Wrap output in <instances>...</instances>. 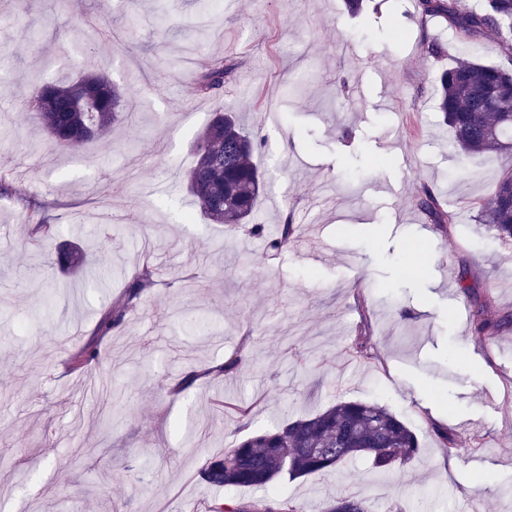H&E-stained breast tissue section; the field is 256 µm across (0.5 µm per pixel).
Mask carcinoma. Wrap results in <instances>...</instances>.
Listing matches in <instances>:
<instances>
[{
    "instance_id": "1",
    "label": "carcinoma",
    "mask_w": 512,
    "mask_h": 512,
    "mask_svg": "<svg viewBox=\"0 0 512 512\" xmlns=\"http://www.w3.org/2000/svg\"><path fill=\"white\" fill-rule=\"evenodd\" d=\"M423 15H440L462 36L491 32L505 52L512 54V0H485L479 9H461L458 0H419ZM235 70L224 59L201 67L195 92L219 93ZM438 111L442 112L455 143L470 161L497 151L512 155V70L499 65L463 63L440 74L437 89ZM42 98L50 99L46 107ZM30 121L37 123L49 141L58 148H72L109 135L122 119V94L109 77L89 73L74 83L37 78L27 101ZM264 139L254 140L231 112H214L193 144L194 162L186 173L191 204L199 207L214 224L235 229L249 223L265 181L253 164L252 155ZM10 170L0 164V189L13 192L28 213L31 234L46 237L54 224L37 193L9 180ZM419 206L442 225L453 223V216L438 208L434 195L426 189ZM481 222L488 225L504 245H512V170L495 183L479 203ZM295 227L284 223L268 240L276 252L288 250ZM155 269L146 263L132 276L128 293L112 306L95 328L97 336H108L125 321L127 311L146 290L155 285ZM99 361L98 348L84 345L68 359L72 371H82ZM246 361L237 349L215 372L226 375ZM320 448L316 454L313 449ZM419 452L416 433L388 408L363 401H338L308 416L267 429H257L246 438L224 449V455L210 457L202 478L224 488L247 487L262 490L287 475L300 478L328 473L341 463L365 457L373 471L386 476L410 463ZM211 512H302L288 497L256 500H224L213 504ZM322 512H368L364 501L350 497L334 498Z\"/></svg>"
}]
</instances>
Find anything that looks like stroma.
<instances>
[{
  "mask_svg": "<svg viewBox=\"0 0 512 512\" xmlns=\"http://www.w3.org/2000/svg\"><path fill=\"white\" fill-rule=\"evenodd\" d=\"M195 10L176 0L163 26L153 0H0V157L58 226L31 236L0 195V512H208L256 499L201 478L206 458L243 436L225 404L253 403L257 429L339 399L402 416L418 455L385 477L364 459L284 477L268 495L303 512L338 495L370 512H512V246L476 207L511 161L468 163L436 102L442 70L502 61L499 38L462 39L418 0H365L356 16L344 0H213L203 33ZM218 57L235 62L231 79L195 94L202 62ZM88 70L111 77L128 117L56 149L20 120L32 77ZM218 110L265 139L253 157L268 181L253 217L263 236L207 223L186 201L191 144ZM426 188L467 222L439 229L417 205ZM287 219L296 240L279 255L267 239ZM64 249L82 266L61 267ZM145 262L155 286L122 329L94 337ZM90 264L106 286L87 282ZM459 295L487 302L497 330L477 333ZM92 339L100 362L69 371ZM359 340L374 359L348 354ZM241 347L236 372L209 375ZM190 369L196 384L168 396ZM439 427L457 455L443 456Z\"/></svg>",
  "mask_w": 512,
  "mask_h": 512,
  "instance_id": "35a3bbf8",
  "label": "stroma"
}]
</instances>
